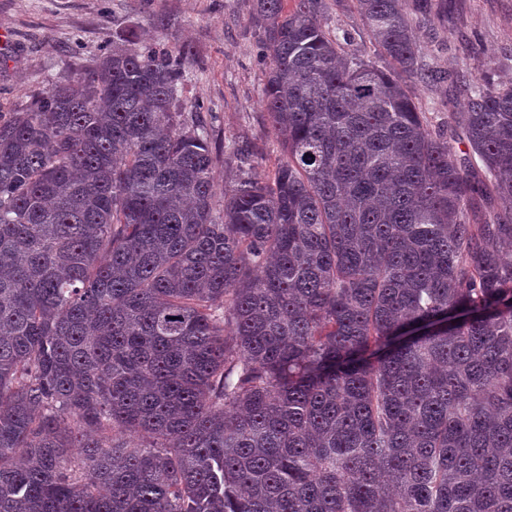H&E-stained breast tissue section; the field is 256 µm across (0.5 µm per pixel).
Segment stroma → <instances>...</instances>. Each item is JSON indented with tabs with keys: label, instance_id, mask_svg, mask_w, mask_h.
<instances>
[{
	"label": "stroma",
	"instance_id": "obj_1",
	"mask_svg": "<svg viewBox=\"0 0 512 512\" xmlns=\"http://www.w3.org/2000/svg\"><path fill=\"white\" fill-rule=\"evenodd\" d=\"M323 18L348 33L349 50L372 54L355 0H324ZM417 35L431 70L470 73L488 62L497 79H512V0H452L447 20L430 17ZM128 38L187 49L183 99L202 107L217 181L231 169L225 146L241 137L254 145L258 174L273 177L282 154L260 104L264 66L243 0H0V109ZM411 89L431 131H445L462 109L436 82L416 79Z\"/></svg>",
	"mask_w": 512,
	"mask_h": 512
}]
</instances>
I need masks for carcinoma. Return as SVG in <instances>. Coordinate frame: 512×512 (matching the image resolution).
<instances>
[{"label":"carcinoma","mask_w":512,"mask_h":512,"mask_svg":"<svg viewBox=\"0 0 512 512\" xmlns=\"http://www.w3.org/2000/svg\"><path fill=\"white\" fill-rule=\"evenodd\" d=\"M245 2L283 159L221 211L183 49L0 115V512H512V81L428 75L448 0H355L372 57ZM411 90L415 93L417 101L421 106L422 112H425L428 128L432 132H443L448 129V120L453 113L463 112L462 102L460 100L450 101L445 96L442 86L436 82L419 79L412 80Z\"/></svg>","instance_id":"cac0c4a2"}]
</instances>
